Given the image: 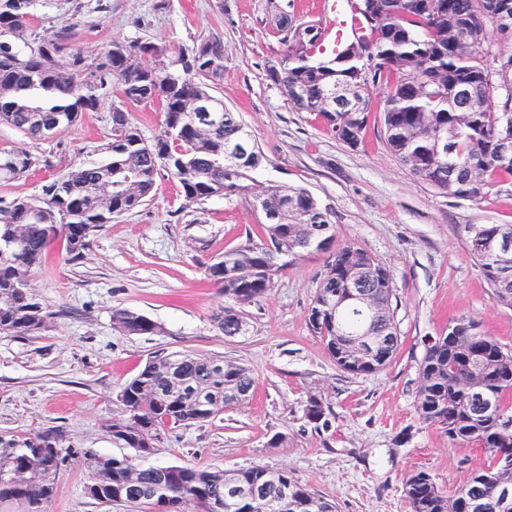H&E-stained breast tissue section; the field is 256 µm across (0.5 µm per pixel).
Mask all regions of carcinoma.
I'll return each instance as SVG.
<instances>
[{
    "instance_id": "obj_1",
    "label": "carcinoma",
    "mask_w": 512,
    "mask_h": 512,
    "mask_svg": "<svg viewBox=\"0 0 512 512\" xmlns=\"http://www.w3.org/2000/svg\"><path fill=\"white\" fill-rule=\"evenodd\" d=\"M36 0H0V124L27 138L44 139L48 124L57 134L74 127L86 112L101 109L112 88L110 137L106 158L54 176L31 196L0 195V244L14 241L10 255L0 256V335L34 336L48 318L29 287L33 267L51 247L64 245L71 262L83 258L91 237L112 219L134 211L155 193L157 179L177 183L185 205L212 197L243 198L258 229L224 251L221 260L205 267L204 275L239 303L264 297L274 278L311 250V242L333 232L330 212L305 188L270 182L254 185L251 173L262 155L238 113L216 95L224 74V42L204 39L173 53L138 38L112 41L98 57L69 45V29L41 34L34 26ZM495 0H364L357 3L366 36L342 46L329 58H315L323 37L313 20L288 13L280 0H266L261 22L281 37L286 51L269 62L267 71L287 104L297 112L316 115L338 141L355 147L368 116L375 111L369 87L383 91L379 109L384 140L390 152L419 179L469 199L512 178V48L504 45L494 14ZM154 62L148 64L145 57ZM301 91L296 95L295 91ZM197 99L213 106L204 127L188 104ZM156 101L164 120L162 131L148 141L134 122L130 107ZM447 136L448 151L434 150V134ZM249 142L250 152L238 162L229 149ZM50 169L49 157L23 147L0 148V184L19 181L36 169ZM512 237V224H474L466 245L491 288L494 301L512 306V251L498 252L492 242ZM362 272L360 287L380 309L379 320L361 306L334 309L328 299L346 288L349 274ZM393 274L384 264L354 244L329 252L308 313L307 326L320 338L336 365L347 372L373 374L391 363L399 342L377 349L375 366L352 368L338 358V347L367 331L383 336L396 330ZM112 320L127 335H150L158 325L145 315L116 309ZM218 328L231 336L241 318L224 309L215 316ZM476 322L464 316L454 321L442 342L424 348L415 411L459 448L477 444L488 455L485 465L471 471L453 495H444L425 471L403 478L412 512H498L494 488L512 484V468L496 464L512 457V348L483 332L470 334ZM485 395L474 399L472 387ZM251 370L234 361L192 354L155 356L127 380L120 391L126 417L113 421L112 437L139 455H150L157 431L169 424L207 422L225 408L251 396ZM17 436L0 437V512H42L56 491V476L64 457L61 438L47 432L34 435L32 445ZM88 485L97 487L100 504L140 505L151 502L127 494L131 474L146 491L163 488L168 512H183L189 504L204 512H227L230 498L224 471L196 466H172L160 484L163 467H142L130 457L82 455ZM23 474L14 484L8 478ZM234 483L258 487L267 512H335L329 499L296 481L285 469L255 465L232 470Z\"/></svg>"
}]
</instances>
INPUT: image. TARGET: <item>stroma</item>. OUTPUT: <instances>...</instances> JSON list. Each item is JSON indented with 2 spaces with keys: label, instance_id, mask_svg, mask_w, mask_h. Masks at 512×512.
Wrapping results in <instances>:
<instances>
[{
  "label": "stroma",
  "instance_id": "35a3bbf8",
  "mask_svg": "<svg viewBox=\"0 0 512 512\" xmlns=\"http://www.w3.org/2000/svg\"><path fill=\"white\" fill-rule=\"evenodd\" d=\"M97 2L38 0V28L69 29L71 47L92 56L115 39L175 47L223 40L217 91L262 152L254 180L306 188L329 209L338 242L357 245L391 269L400 343L378 373L336 366L307 326L325 261L320 252L280 272L260 300L225 298L204 270L256 231L253 213L239 198L183 208L175 182L161 177L146 205L92 237L83 259L66 261L58 243L32 269L31 291L50 313L45 329L0 335V436L53 430L63 438L65 462L46 512H108L84 493L81 454L135 455L110 430L124 414L118 394L149 358L176 352L246 365L253 396L210 422L162 428L142 466L284 468L332 500L336 512H410L403 477L416 470L453 493L487 455L477 446H451L418 418L419 366L425 338L461 316L512 347V307L494 302L466 247L468 225L512 224V179L480 199H462L413 176L386 147L378 115L351 148L314 115L289 108L267 73L268 59L285 47L262 24L259 0H105L102 11ZM111 126L106 107L46 140L0 125V147L48 154L55 165L0 186V193L35 195L52 172L102 160L99 147ZM227 307L243 318V335L228 338L218 329L214 317ZM119 308L147 316L157 333H122L112 323ZM313 395L325 407L317 420L306 415ZM277 434L285 441L275 447L270 440Z\"/></svg>",
  "mask_w": 512,
  "mask_h": 512
}]
</instances>
